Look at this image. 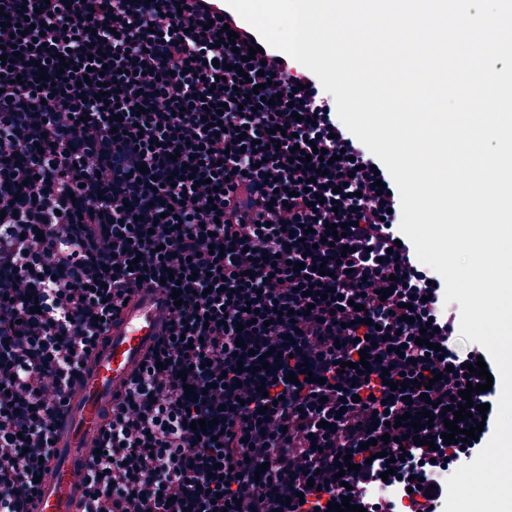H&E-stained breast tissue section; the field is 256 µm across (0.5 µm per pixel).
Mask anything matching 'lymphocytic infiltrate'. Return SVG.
Masks as SVG:
<instances>
[{
    "mask_svg": "<svg viewBox=\"0 0 512 512\" xmlns=\"http://www.w3.org/2000/svg\"><path fill=\"white\" fill-rule=\"evenodd\" d=\"M0 7L14 59L0 64V512H31L113 320L156 286L182 302L104 413L80 512H329L346 497L367 512H436L434 471L477 451L443 439L442 409L480 383L468 366L482 350L461 337L434 270L399 244L397 187L315 75L256 58L227 77L250 43L222 34L201 0ZM210 103L223 107L212 125ZM331 223L345 234L329 244ZM427 411L434 425L417 437L397 423ZM348 458L359 471L340 473ZM385 476L398 496L374 500Z\"/></svg>",
    "mask_w": 512,
    "mask_h": 512,
    "instance_id": "obj_1",
    "label": "lymphocytic infiltrate"
}]
</instances>
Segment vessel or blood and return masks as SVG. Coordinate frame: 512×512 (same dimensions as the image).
I'll return each mask as SVG.
<instances>
[{
    "instance_id": "obj_1",
    "label": "vessel or blood",
    "mask_w": 512,
    "mask_h": 512,
    "mask_svg": "<svg viewBox=\"0 0 512 512\" xmlns=\"http://www.w3.org/2000/svg\"><path fill=\"white\" fill-rule=\"evenodd\" d=\"M210 12L227 16L242 37L261 46L265 54L274 49L229 5L226 0H209ZM167 314L161 291L144 292L125 307L112 324L105 345L99 349L91 370L79 384V398L66 416V432L51 475L44 480L34 512H75L82 493L80 472L92 446L102 414L113 392L128 379L146 346L153 343Z\"/></svg>"
}]
</instances>
